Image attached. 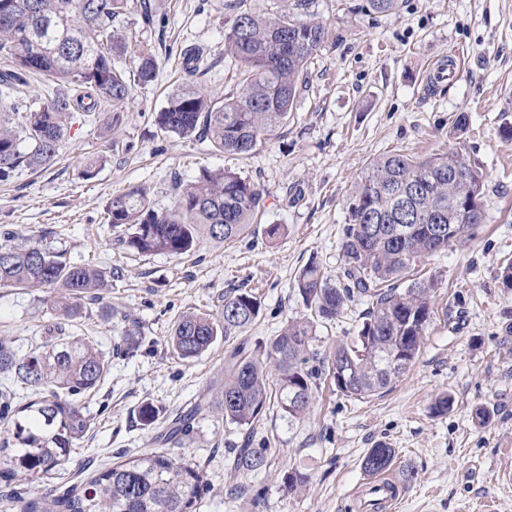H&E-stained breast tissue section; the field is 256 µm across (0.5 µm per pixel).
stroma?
I'll return each instance as SVG.
<instances>
[{
    "label": "stroma",
    "instance_id": "obj_1",
    "mask_svg": "<svg viewBox=\"0 0 512 512\" xmlns=\"http://www.w3.org/2000/svg\"><path fill=\"white\" fill-rule=\"evenodd\" d=\"M151 2L155 27L142 26L140 0H127L119 24L132 51L155 57V82L133 84L118 124L105 112L76 115L49 168H22L0 182V231L44 238L73 265L122 271L110 293L83 302L67 328L95 338L109 367L81 399L91 431L60 478L0 482V512H19L18 490L49 496L111 466L119 454L154 448L167 416L211 394L236 344L270 341L288 320L306 315L295 286L304 267L315 263L329 279L341 278L346 203L369 161L393 150L425 156L459 143L484 176V220L474 235L415 266L436 288L434 316L410 369L364 399L346 397L331 378H321L314 406L299 422L282 418L276 401H268L253 432L255 447L266 451L260 472L233 468L231 450L242 430L210 411L170 453L204 472L199 512H360L362 459L382 442L396 450L390 472L405 491L398 512H480L486 504L512 512V484L497 479L512 464V291L498 282L501 265L512 262V0H402L385 13L369 0H241L244 10L316 20L328 32L287 124L246 157L166 135L155 122L167 93L181 83L194 81L215 97L234 90L235 61L224 53L226 0ZM192 46L204 49L194 79L180 56ZM457 48L465 53L462 72L424 91L430 66ZM461 114L468 125L460 135L454 120ZM93 161L95 174L86 176ZM205 168L232 169L262 189L265 210L248 236L204 238L181 258L142 255L120 242L107 220L109 198L139 185L164 212L179 184ZM271 224L283 227L273 240L265 233ZM240 289L261 301L249 327L192 361L173 355L167 338L180 316L219 318L225 294ZM50 296L47 288H0V336L12 339L17 354L42 345L59 322ZM366 308V299L355 300L318 326L319 357L356 338ZM116 310L137 323L139 347L129 358L114 351ZM442 395L453 405L437 416L432 405ZM145 403L159 410L149 427L138 416ZM479 408L489 412L486 422L476 419ZM291 469L306 472L308 485L289 490L284 476Z\"/></svg>",
    "mask_w": 512,
    "mask_h": 512
}]
</instances>
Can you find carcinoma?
<instances>
[{
	"instance_id": "cac0c4a2",
	"label": "carcinoma",
	"mask_w": 512,
	"mask_h": 512,
	"mask_svg": "<svg viewBox=\"0 0 512 512\" xmlns=\"http://www.w3.org/2000/svg\"><path fill=\"white\" fill-rule=\"evenodd\" d=\"M125 0H0V105L23 112L21 125L0 118V181L23 167L53 164L74 114L111 112L119 118L130 97V80L115 59L127 53L114 27ZM232 24L224 34V54L239 66L238 88L222 97L192 84L177 87L156 115L160 130L209 143L216 152L250 155L283 126L308 76V65L327 39L314 20L282 15L266 18L227 0ZM141 84L155 81L157 62L141 52L132 59ZM39 75L66 88L44 102L24 91ZM467 173L448 182V168ZM412 193L411 214L396 210L392 187ZM482 172L462 149L423 158L399 151L373 158L348 204L341 244L346 283H332L318 266L304 267L297 288L315 318L288 322L270 343L235 347L224 364V381L214 400L196 402L172 420L163 442L180 444L194 430L199 413L213 406L224 419L250 427L262 414L270 386L282 417L300 420L313 404L318 380L326 375L353 398L369 397L409 369L418 357L431 319L434 281L398 282L422 258L446 250L483 222ZM263 193L231 170H202L179 193L174 208L154 210L144 188L131 186L111 197L106 212L112 227L124 228V243L141 253L190 254L201 238L232 241L250 231L262 215ZM443 230H438V227ZM119 272L72 266L38 241L0 233V288H53L51 304L60 316L79 315L81 302L101 298ZM365 297L369 307L356 341L336 347L331 365H309L317 322L335 319L349 303ZM259 298L251 293L224 295L222 320L186 313L174 324L169 345L182 360L200 357L218 338L241 331L257 317ZM277 371L269 381V366ZM108 362L88 337L67 336L62 327L44 344L17 356L12 341L0 337V422L13 448L0 447V481L19 475L31 480L59 474L73 448L91 428L79 399L104 379ZM237 470L256 473L266 466L265 451L245 440L232 449ZM395 449L379 443L362 461L369 473L389 469ZM207 482L192 462L150 451L112 464L63 493L28 498L17 494L23 512H195Z\"/></svg>"
}]
</instances>
